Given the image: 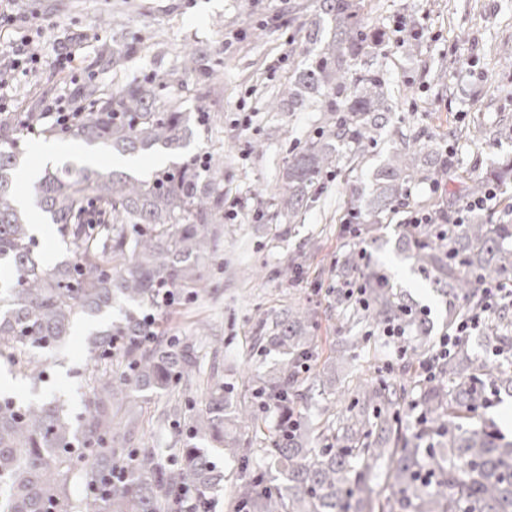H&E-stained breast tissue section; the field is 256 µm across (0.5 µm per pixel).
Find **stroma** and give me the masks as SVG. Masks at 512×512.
Segmentation results:
<instances>
[{"instance_id": "35a3bbf8", "label": "stroma", "mask_w": 512, "mask_h": 512, "mask_svg": "<svg viewBox=\"0 0 512 512\" xmlns=\"http://www.w3.org/2000/svg\"><path fill=\"white\" fill-rule=\"evenodd\" d=\"M29 14H42L54 26L46 33L9 26L0 42H28L42 56L41 67L20 77L11 109L22 100L35 108L56 99H70L95 82L120 87L145 80L156 69L176 68L184 46L203 48L223 73L216 106L218 133L198 129L189 152H224V200L234 215L221 226L216 258L203 270L207 296L167 313L166 333L191 336L200 320L213 329V342L200 345L205 374L233 384L231 407L254 402L259 378L277 366L279 353L261 348L258 336L271 327L288 305L301 302L315 312L310 329L315 354L302 376L307 399L303 413L321 426L328 397L320 379L332 380L337 392L351 393L366 365L369 351L383 338L363 327L340 331L336 311L337 261L350 247L365 249L366 265L385 272L406 292L413 307L425 309L431 338L448 323L446 297L432 274L415 266L398 244L402 210L379 218L376 231L352 236L348 230L351 191L369 187L372 174L394 142L380 141L365 156L345 158L337 171L323 178L319 199L302 209L295 223L277 217L276 193L288 150L296 140L315 135L325 117L317 107L300 112H268L266 94L292 81L301 59V25L315 18L320 0H26ZM368 27L393 32L395 22L416 34L412 43L390 42L386 56L375 58L394 88L392 120L405 135L424 134L440 147H453L454 168L438 180L413 184L407 205L424 211L447 208L449 194L461 193L472 172H492L512 160V140L449 139V127L466 129L481 122L488 131L512 125V64L502 65L495 48L512 44V0H362ZM118 13L124 24L103 27L100 17ZM126 43L136 50L118 68L98 61ZM76 52V67L57 71L52 59L58 48ZM295 266L290 279L282 267ZM95 321L81 322L67 342L54 350H37L50 377L32 385L20 371L19 349L0 347V370L17 382L20 403L54 398L70 416L82 414L91 399L86 362ZM359 343L345 362L335 350L349 336ZM170 393L142 402L138 427L126 445L168 450L180 440L182 414L200 405L202 394L182 392L176 414L159 420Z\"/></svg>"}]
</instances>
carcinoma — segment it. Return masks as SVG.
Instances as JSON below:
<instances>
[{
	"label": "carcinoma",
	"instance_id": "carcinoma-1",
	"mask_svg": "<svg viewBox=\"0 0 512 512\" xmlns=\"http://www.w3.org/2000/svg\"><path fill=\"white\" fill-rule=\"evenodd\" d=\"M360 9L359 0H321L318 19L305 30L294 82L266 104L269 112H296L312 103L327 114L316 136L289 150L277 207L290 221L343 156L365 155L391 136L387 80L362 65L384 38L368 29ZM217 73L207 52L191 48L179 69L154 71L142 84L89 83L80 91L77 122L49 136L122 156L184 149L195 128L209 125ZM188 86L197 102L193 112L183 111L173 94ZM22 130L21 117L0 113V346L53 349L79 316L103 318L89 360L116 353L122 368L92 371L93 398L76 424L55 399L24 406L0 399V486L8 485L0 512H167L173 506L202 512L224 481L217 460L247 467L256 456L264 470L239 486L237 512H512V440L476 421L492 393L512 397V318L501 311L484 324L481 336L494 358L472 353L465 340L439 377L425 381L415 368L432 350L425 318L377 271L362 273L366 305L348 299L345 281L360 270L353 248L342 255L339 314L377 331L401 324L399 344L410 357L398 377L358 386L354 403L319 430L322 447H309L314 428L303 419L299 390V364L313 353L312 310L290 305L262 337L265 346L284 350L288 362L260 378L257 396L274 402L280 418L293 415L291 429L266 430L259 410L246 406L238 417L265 435V446L244 447L226 431L233 389L217 380L190 415L183 448L170 463L151 448L120 452L140 402L154 392L188 389L200 377L197 342L159 340L161 316L205 292L202 269L215 258L224 223L223 154L179 155L145 177L74 164L44 172L34 184L35 207L75 245L72 259L48 268L36 259L30 215L13 187ZM451 165L432 146L394 149L373 175L367 209L354 208L352 218L392 211L410 184ZM509 179L512 161L490 177H467L464 195L479 196ZM402 244L448 297L450 324L460 302L479 306L483 280L512 277V224H488L479 213L448 225L444 239L406 227ZM383 466L393 492L381 498L376 479ZM274 471L285 476V487L272 485ZM73 483L83 488L80 511L69 498Z\"/></svg>",
	"mask_w": 512,
	"mask_h": 512
}]
</instances>
